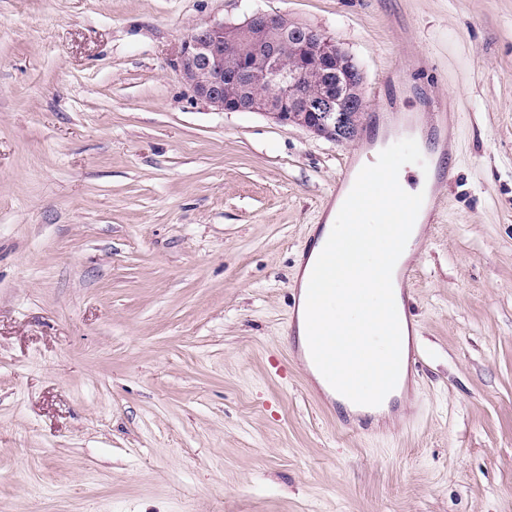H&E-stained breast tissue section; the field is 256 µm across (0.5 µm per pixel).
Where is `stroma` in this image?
Instances as JSON below:
<instances>
[{
  "label": "stroma",
  "instance_id": "1",
  "mask_svg": "<svg viewBox=\"0 0 512 512\" xmlns=\"http://www.w3.org/2000/svg\"><path fill=\"white\" fill-rule=\"evenodd\" d=\"M253 10L349 52L366 112L455 114L420 375L369 437L284 326L364 139L214 111L176 67ZM0 512H512V0H0Z\"/></svg>",
  "mask_w": 512,
  "mask_h": 512
}]
</instances>
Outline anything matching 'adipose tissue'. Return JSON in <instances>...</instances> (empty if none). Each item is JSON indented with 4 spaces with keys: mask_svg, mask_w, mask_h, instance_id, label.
Listing matches in <instances>:
<instances>
[{
    "mask_svg": "<svg viewBox=\"0 0 512 512\" xmlns=\"http://www.w3.org/2000/svg\"><path fill=\"white\" fill-rule=\"evenodd\" d=\"M349 205L348 199L338 200L325 223V237L336 241V257L329 274L336 301L325 322L336 338L365 346L364 357L346 352L336 356L337 370L365 397L369 394L367 380L379 376L392 354L380 313L381 302L390 291L384 286L386 254L379 242L394 226L384 204L361 211L355 223H348Z\"/></svg>",
    "mask_w": 512,
    "mask_h": 512,
    "instance_id": "obj_1",
    "label": "adipose tissue"
}]
</instances>
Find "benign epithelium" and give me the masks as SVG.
Listing matches in <instances>:
<instances>
[{
	"label": "benign epithelium",
	"instance_id": "7a95c632",
	"mask_svg": "<svg viewBox=\"0 0 512 512\" xmlns=\"http://www.w3.org/2000/svg\"><path fill=\"white\" fill-rule=\"evenodd\" d=\"M176 66L217 112H255L331 141L352 140L365 102L354 58L320 29L252 11L191 32Z\"/></svg>",
	"mask_w": 512,
	"mask_h": 512
}]
</instances>
